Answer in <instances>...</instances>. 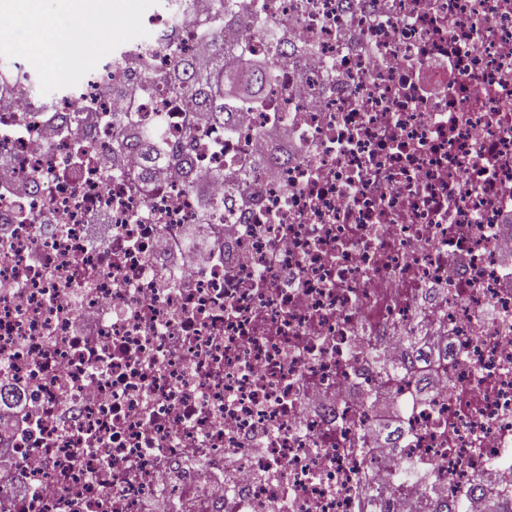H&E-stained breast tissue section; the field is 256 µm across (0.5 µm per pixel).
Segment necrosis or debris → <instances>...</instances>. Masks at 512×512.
<instances>
[{"label":"necrosis or debris","mask_w":512,"mask_h":512,"mask_svg":"<svg viewBox=\"0 0 512 512\" xmlns=\"http://www.w3.org/2000/svg\"><path fill=\"white\" fill-rule=\"evenodd\" d=\"M227 4L278 74L228 127L129 99L211 58L216 0L52 93L4 54L0 512H483L512 495V0ZM129 113L169 168L141 192ZM159 135L160 132L158 129H140L134 124H129L127 128L126 138L127 140L121 141L117 148L113 149L112 152V162L114 154L118 156V154L124 149L126 146L132 147L136 146L139 148L145 147L147 150H151L153 154L156 151V146L159 143ZM152 154V156H153Z\"/></svg>","instance_id":"obj_1"}]
</instances>
